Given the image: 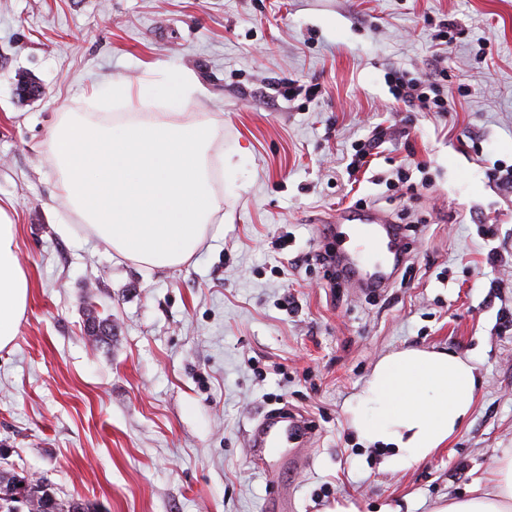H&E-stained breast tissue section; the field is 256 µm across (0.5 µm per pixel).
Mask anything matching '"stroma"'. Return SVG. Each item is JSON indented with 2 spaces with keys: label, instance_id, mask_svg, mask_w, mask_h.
I'll return each instance as SVG.
<instances>
[{
  "label": "stroma",
  "instance_id": "1",
  "mask_svg": "<svg viewBox=\"0 0 512 512\" xmlns=\"http://www.w3.org/2000/svg\"><path fill=\"white\" fill-rule=\"evenodd\" d=\"M166 68L204 89L187 109L220 130L226 219L158 270L77 224L47 140L64 107L167 111L160 90L109 98ZM395 70L442 78L451 111L397 102ZM24 78L46 99L20 101ZM377 127L385 143L348 174ZM497 164L512 166V0H0V206L30 279L0 350V465L101 512H432L485 485L512 448V189ZM360 210L404 247L372 293L324 259V218ZM90 300L112 317L100 346ZM406 347L473 357L479 387L443 450L389 470L346 408ZM283 410L305 442L255 454L249 431Z\"/></svg>",
  "mask_w": 512,
  "mask_h": 512
}]
</instances>
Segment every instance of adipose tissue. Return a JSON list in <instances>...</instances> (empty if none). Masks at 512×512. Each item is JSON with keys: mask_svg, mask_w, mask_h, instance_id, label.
<instances>
[{"mask_svg": "<svg viewBox=\"0 0 512 512\" xmlns=\"http://www.w3.org/2000/svg\"><path fill=\"white\" fill-rule=\"evenodd\" d=\"M168 112L59 113L48 137L60 197L97 240L153 269L174 268L196 253L222 207L211 180L223 155L210 120L184 113L196 91L166 70ZM30 281L16 229L0 208V349L13 343L27 310ZM472 357L408 348L381 358L347 409L361 442L390 449L388 469L408 468L457 435L472 411ZM436 512H512V453L498 457L490 483L441 503Z\"/></svg>", "mask_w": 512, "mask_h": 512, "instance_id": "1", "label": "adipose tissue"}]
</instances>
